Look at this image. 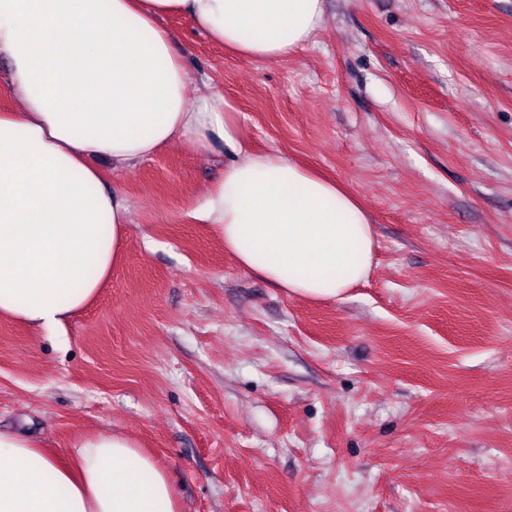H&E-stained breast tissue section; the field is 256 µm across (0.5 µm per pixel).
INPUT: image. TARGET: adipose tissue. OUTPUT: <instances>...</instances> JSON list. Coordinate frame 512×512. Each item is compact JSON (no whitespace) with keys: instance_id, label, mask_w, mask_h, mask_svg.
I'll use <instances>...</instances> for the list:
<instances>
[{"instance_id":"adipose-tissue-1","label":"adipose tissue","mask_w":512,"mask_h":512,"mask_svg":"<svg viewBox=\"0 0 512 512\" xmlns=\"http://www.w3.org/2000/svg\"><path fill=\"white\" fill-rule=\"evenodd\" d=\"M186 18L245 60H275L325 23L324 0H0V58L18 99L0 111V316L58 334L98 296L126 241L128 205L90 159L131 167L176 144L231 160L192 218L288 295L335 300L364 280L374 225L336 181L252 150L239 114L189 73L164 21ZM58 462L0 431V512H180L167 472L133 437L78 440Z\"/></svg>"}]
</instances>
